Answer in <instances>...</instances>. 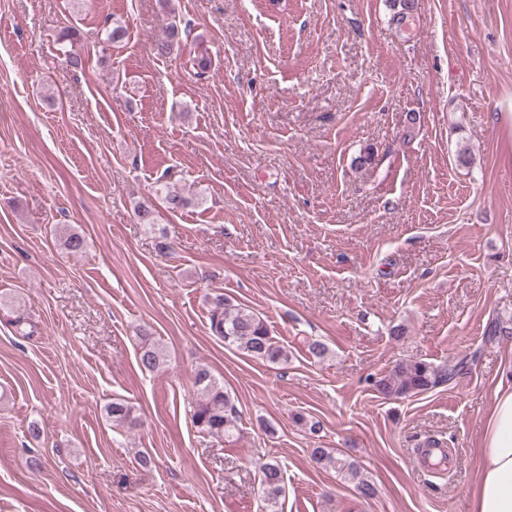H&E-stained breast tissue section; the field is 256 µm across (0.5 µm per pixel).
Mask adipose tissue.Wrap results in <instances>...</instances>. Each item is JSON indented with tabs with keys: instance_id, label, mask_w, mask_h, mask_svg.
Segmentation results:
<instances>
[{
	"instance_id": "ef3b65f1",
	"label": "adipose tissue",
	"mask_w": 512,
	"mask_h": 512,
	"mask_svg": "<svg viewBox=\"0 0 512 512\" xmlns=\"http://www.w3.org/2000/svg\"><path fill=\"white\" fill-rule=\"evenodd\" d=\"M472 512H512V376L498 384L484 421Z\"/></svg>"
}]
</instances>
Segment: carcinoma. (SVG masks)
Listing matches in <instances>:
<instances>
[{
    "instance_id": "cac0c4a2",
    "label": "carcinoma",
    "mask_w": 512,
    "mask_h": 512,
    "mask_svg": "<svg viewBox=\"0 0 512 512\" xmlns=\"http://www.w3.org/2000/svg\"><path fill=\"white\" fill-rule=\"evenodd\" d=\"M181 32L178 25H171L165 38L156 43V53L170 56L181 48ZM164 201L169 211L176 213L191 205L202 203L200 198H191L175 190L164 191ZM209 329L213 336L224 342V347L269 364L288 363V349L275 340L267 323L258 314L243 308L223 294L211 298ZM141 346L138 363L149 372L162 369L166 354L160 344L153 341L150 334L140 331ZM465 359H450L442 365L425 361H403L395 364L388 375L378 381V390L385 396L395 398L410 397L431 391L449 383L463 374ZM194 387L199 395L192 409V422L203 434L216 436L230 442L234 436L236 409L224 383L215 378L210 370L201 368L194 376ZM112 420V427L126 432L140 426L135 408L122 398H115L106 408ZM311 463L318 467H331L344 479L354 483L359 495L364 499L375 497L377 489L364 474L362 466L347 458L336 455L333 448H312L309 451ZM260 485L262 488L261 512H280L279 505L285 494L284 472L280 463L269 460L260 465Z\"/></svg>"
}]
</instances>
